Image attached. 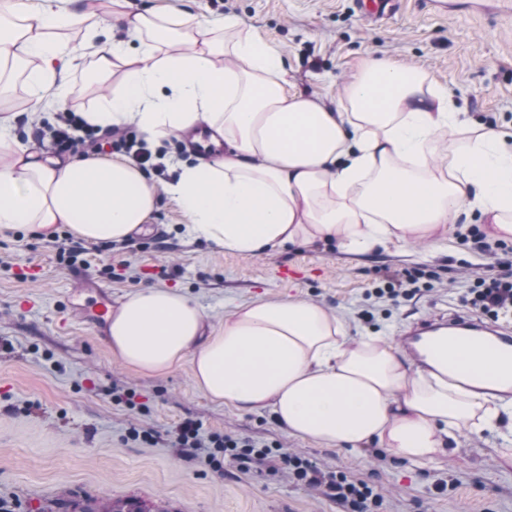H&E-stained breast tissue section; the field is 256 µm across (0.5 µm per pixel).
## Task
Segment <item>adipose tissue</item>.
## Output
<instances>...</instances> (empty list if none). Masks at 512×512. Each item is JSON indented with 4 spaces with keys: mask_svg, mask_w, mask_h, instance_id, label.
I'll list each match as a JSON object with an SVG mask.
<instances>
[{
    "mask_svg": "<svg viewBox=\"0 0 512 512\" xmlns=\"http://www.w3.org/2000/svg\"><path fill=\"white\" fill-rule=\"evenodd\" d=\"M113 4L119 38L102 35L86 0H38L26 25L15 21L25 0H0V84L23 72L35 106L59 107L71 69L90 55L119 81L86 122L133 126L156 142L203 129L217 150L175 164L159 190L120 158L32 151L2 114L0 235L63 224L87 242H120L164 194L191 236L245 255L319 241L368 255L393 241L439 238L471 210L494 238L512 239V143L492 127L472 133L420 72L366 60L332 109L289 91L282 55L232 17L216 26L200 14ZM74 24L84 28L81 46L51 37ZM107 341L149 373L191 359L211 400L270 411L291 436L352 451L375 443L417 465L445 454L456 434L512 420V403L425 371L394 342L349 339L335 311L290 297L242 305L209 333L192 298L144 289L113 309Z\"/></svg>",
    "mask_w": 512,
    "mask_h": 512,
    "instance_id": "ef3b65f1",
    "label": "adipose tissue"
}]
</instances>
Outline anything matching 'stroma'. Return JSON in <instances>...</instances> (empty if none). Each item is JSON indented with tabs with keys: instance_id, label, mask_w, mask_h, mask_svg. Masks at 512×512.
<instances>
[{
	"instance_id": "35a3bbf8",
	"label": "stroma",
	"mask_w": 512,
	"mask_h": 512,
	"mask_svg": "<svg viewBox=\"0 0 512 512\" xmlns=\"http://www.w3.org/2000/svg\"><path fill=\"white\" fill-rule=\"evenodd\" d=\"M167 11L231 15L284 54L290 89L335 106L345 81L366 58L414 66L445 89L475 125L512 128V16L495 12H436L428 0H398L393 15L370 20L355 0H149ZM93 57L70 78L69 108L96 109L111 81L95 78ZM178 205L165 199L126 241L100 245L18 229L0 237V512H62L72 502L138 499L162 502L170 512H340L335 500L284 473L205 458L188 460L169 443L186 420L280 444L329 471L375 486L381 512H512V460L500 459L502 428L459 436L449 454L419 467L390 460L379 448L356 453L287 433L269 414L244 413L212 402L198 390L192 363L167 373L137 371L115 356L105 337L77 319L67 297L88 278L119 303L145 288L188 295L220 329L226 315L257 298L289 295L321 302L340 313L349 335L399 340L417 317L465 311L464 269L483 263L499 273L497 256L461 246L458 225L439 242H394L358 256L320 243L249 257L194 239ZM80 249L67 265L61 247ZM426 266L437 279L399 302L374 305L372 322L358 313L385 275ZM131 389L133 405L117 403L113 389ZM152 440H131L130 427Z\"/></svg>"
}]
</instances>
